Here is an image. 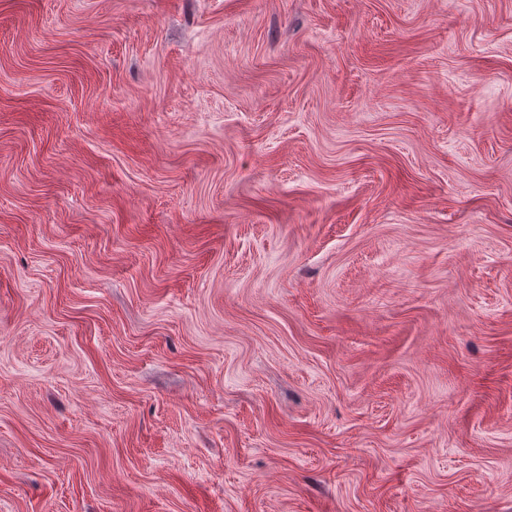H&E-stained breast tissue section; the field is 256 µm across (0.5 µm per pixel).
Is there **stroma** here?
<instances>
[{
  "label": "stroma",
  "instance_id": "obj_1",
  "mask_svg": "<svg viewBox=\"0 0 512 512\" xmlns=\"http://www.w3.org/2000/svg\"><path fill=\"white\" fill-rule=\"evenodd\" d=\"M0 512H512V0H0Z\"/></svg>",
  "mask_w": 512,
  "mask_h": 512
}]
</instances>
